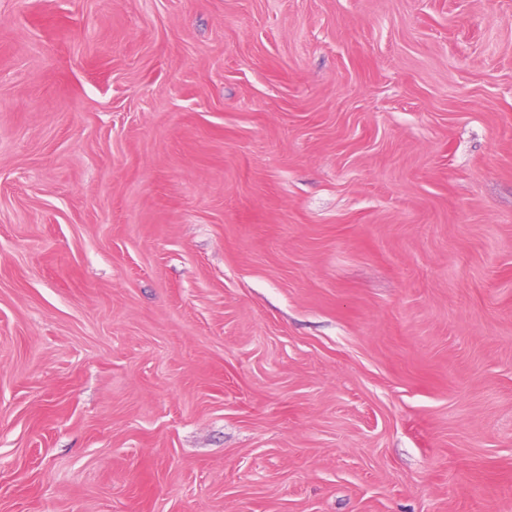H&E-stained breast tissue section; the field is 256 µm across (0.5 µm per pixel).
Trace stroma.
<instances>
[{"label": "stroma", "instance_id": "stroma-1", "mask_svg": "<svg viewBox=\"0 0 512 512\" xmlns=\"http://www.w3.org/2000/svg\"><path fill=\"white\" fill-rule=\"evenodd\" d=\"M0 512H512V0H0Z\"/></svg>", "mask_w": 512, "mask_h": 512}]
</instances>
